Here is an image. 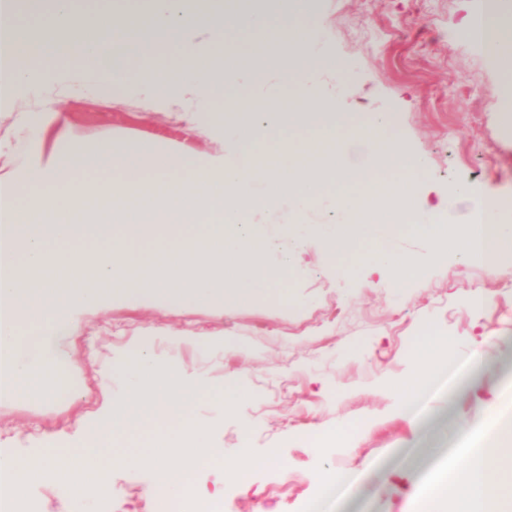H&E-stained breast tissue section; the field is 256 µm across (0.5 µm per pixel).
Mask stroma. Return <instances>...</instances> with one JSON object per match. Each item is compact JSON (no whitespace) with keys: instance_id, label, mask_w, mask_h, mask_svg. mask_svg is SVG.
I'll list each match as a JSON object with an SVG mask.
<instances>
[{"instance_id":"35a3bbf8","label":"stroma","mask_w":512,"mask_h":512,"mask_svg":"<svg viewBox=\"0 0 512 512\" xmlns=\"http://www.w3.org/2000/svg\"><path fill=\"white\" fill-rule=\"evenodd\" d=\"M475 0H268L271 21L288 17L310 26V52L294 65L266 58L256 68L250 97L273 99L286 79L308 80L313 94L335 99L342 113L382 115L383 135L397 138L421 165L410 187L412 213L424 219L436 195L470 188L502 205L512 223V124L505 123L500 86L512 84L476 43L461 36ZM344 69L338 83L332 66ZM49 99L56 128H44L41 99L26 96L21 111L0 112V177L19 178L34 147L64 148L57 127H68L84 144L121 135L157 147L189 148L200 155L232 153L239 143L228 131L206 132L210 114L189 122L164 99L146 103L131 90L108 92L85 78L76 64ZM340 189L327 187L313 208L296 212L281 199L269 212L265 232L280 239L283 216L300 220L297 249L284 257L272 249L266 261H288L289 293L283 306L263 296L237 307L204 305L179 296L117 298L76 312L73 360L49 370L41 392L0 402V442L22 453L77 447L82 426L106 396L128 394L127 376L107 374L112 357L141 350L161 372H183L209 386L245 391L235 417H225L207 397L191 418L213 427V452L233 456L251 448L274 460L252 469L247 483L224 481L220 512H306L322 475L333 470L362 474L359 512H410L411 476L430 449H448L481 428L484 409L512 401V352L488 348L487 340L512 341V263L490 273L487 261L456 250L432 261L431 241L389 229L383 238L412 255L419 274L404 287L384 270L371 271L334 252L328 241L346 214ZM452 337L460 358L479 355L488 373L463 395L445 394L423 418L400 415V396L427 335ZM153 473L119 469L112 501L75 500L66 485H38L29 496L35 512H152Z\"/></svg>"}]
</instances>
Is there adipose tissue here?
Returning a JSON list of instances; mask_svg holds the SVG:
<instances>
[{"label":"adipose tissue","instance_id":"obj_1","mask_svg":"<svg viewBox=\"0 0 512 512\" xmlns=\"http://www.w3.org/2000/svg\"><path fill=\"white\" fill-rule=\"evenodd\" d=\"M205 2V9L191 10L187 0H145L144 24H119L106 14L91 28L73 0H52L48 12L33 11L22 23L17 0H0L1 112L15 109L22 90L52 85L54 63L68 59L112 91L131 80L147 93L160 85L173 104L231 113L230 127L240 142L234 154L208 157L118 138L93 146L67 142L49 157L34 156L24 180L0 178L1 401L40 389L45 372L71 363L70 328L78 308L130 295L181 294L226 307L274 292L290 303L283 287L286 271L267 266L272 241L253 231L254 217L278 197H295L305 208L315 204L325 189V157L354 151L365 156V164L336 175L338 182L353 183L343 204L357 221L365 220L371 206L391 221L396 207L405 205V182L416 176L417 161L395 139L376 149L364 134V120L340 115L334 101L315 96L304 83L285 89L261 109L245 95L214 103V83L239 82L252 69L254 56L225 57L223 0ZM237 18L251 42L273 51L312 37L310 30L268 22L244 6ZM202 25L211 30L204 41L194 36ZM158 47L175 48L173 66L160 68L154 54ZM290 166L299 174L288 181L282 171ZM379 168L398 178L378 198L363 186ZM86 169L108 175L100 189L107 200L100 223L124 226L143 250L112 247L93 261L77 251L50 253V244L78 242L90 234L89 223L75 210L80 196L74 177ZM142 173L159 176L161 183L143 186L141 202L130 203L131 178ZM472 198L468 189L453 199L439 197L426 221L413 219L408 227L433 240L432 260L453 247L491 260L495 273L496 258H512V225L501 220L499 205L474 203L460 221L445 222L455 200ZM191 224L199 225V232L150 246L160 227ZM332 246L371 267L390 269L400 285L417 272L410 256L390 251L376 238L339 235ZM451 343L447 336L419 343L411 384L399 402L407 419L434 399L453 372ZM488 413L485 425L466 434L461 447L417 484L413 512H477L480 504L487 512H512V409L492 407Z\"/></svg>","mask_w":512,"mask_h":512}]
</instances>
